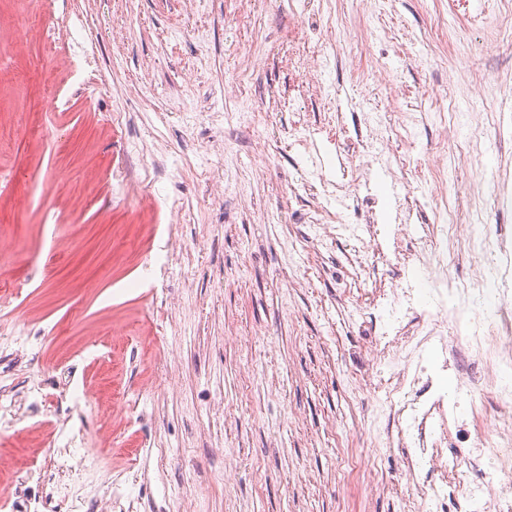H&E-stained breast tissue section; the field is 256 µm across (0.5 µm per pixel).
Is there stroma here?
Instances as JSON below:
<instances>
[{"label": "stroma", "mask_w": 512, "mask_h": 512, "mask_svg": "<svg viewBox=\"0 0 512 512\" xmlns=\"http://www.w3.org/2000/svg\"><path fill=\"white\" fill-rule=\"evenodd\" d=\"M472 2L325 0L324 86L303 0H55L41 14L0 0V457L42 464L77 425L101 457L72 452L70 468L93 471L99 512H402L403 487L371 480L404 463L368 299L344 289L352 244L310 249L328 202L291 141L304 126L326 169L359 165L340 111L391 113L470 184L452 203L460 232L478 213L512 237L481 168L493 151L512 182V138L494 136L512 41L469 27ZM366 27L380 37L356 62L347 45ZM73 39L91 55L45 49ZM119 168L156 190V211L133 212ZM406 179H372L380 219L406 194L433 223L439 189ZM458 374L478 376L481 415L453 451L499 411L495 364L472 352ZM107 472L138 475L131 506L99 491Z\"/></svg>", "instance_id": "stroma-1"}]
</instances>
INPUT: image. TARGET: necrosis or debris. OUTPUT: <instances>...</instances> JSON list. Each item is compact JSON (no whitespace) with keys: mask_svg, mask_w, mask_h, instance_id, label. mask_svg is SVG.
Returning <instances> with one entry per match:
<instances>
[{"mask_svg":"<svg viewBox=\"0 0 512 512\" xmlns=\"http://www.w3.org/2000/svg\"><path fill=\"white\" fill-rule=\"evenodd\" d=\"M413 212L397 205L395 221L380 223L377 215L365 223H342L341 213H329L336 232L354 240V267H362L368 254L401 269L420 265L431 256L439 266L438 275H427L431 305L420 309L410 279L376 290L373 309V342L377 352L376 370L388 375L389 407L400 426L399 445L409 449L403 478L416 493L408 499L407 512H456L467 506L470 512H512V355L501 356L497 364L505 375L494 387L502 408L490 433L475 434L465 455L448 449L452 425H465L476 411L473 384L448 381V350L473 351L482 346L473 333L474 319L467 309L468 297L488 302L493 337L512 344V276L503 260L512 254V241L490 239L482 234H459L453 219L431 225L419 237V247L406 251L402 241L409 236ZM473 260V277L465 288L448 282V265L459 254ZM479 467L480 481H470L463 463ZM68 457L60 454L38 469L41 495L29 499L28 512H59L68 505L71 512H96L98 498L76 481L59 480L67 469Z\"/></svg>","mask_w":512,"mask_h":512,"instance_id":"obj_1","label":"necrosis or debris"}]
</instances>
